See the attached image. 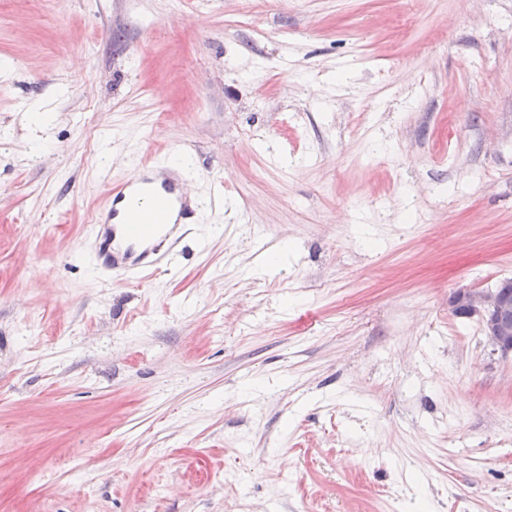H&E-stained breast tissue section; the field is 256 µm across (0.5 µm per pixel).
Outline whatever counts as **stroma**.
<instances>
[{
    "label": "stroma",
    "instance_id": "obj_1",
    "mask_svg": "<svg viewBox=\"0 0 512 512\" xmlns=\"http://www.w3.org/2000/svg\"><path fill=\"white\" fill-rule=\"evenodd\" d=\"M224 186L146 284L107 179ZM512 0H0V512H512ZM496 289L458 288L449 309L455 317L476 318L493 351L508 356L512 354V299L503 295L512 296V279L503 280Z\"/></svg>",
    "mask_w": 512,
    "mask_h": 512
}]
</instances>
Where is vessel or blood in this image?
Listing matches in <instances>:
<instances>
[{
  "label": "vessel or blood",
  "instance_id": "1",
  "mask_svg": "<svg viewBox=\"0 0 512 512\" xmlns=\"http://www.w3.org/2000/svg\"><path fill=\"white\" fill-rule=\"evenodd\" d=\"M203 206L179 170L138 169L112 184L87 230L89 254L102 274L143 281L173 264L185 227L197 222Z\"/></svg>",
  "mask_w": 512,
  "mask_h": 512
}]
</instances>
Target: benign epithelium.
<instances>
[{"mask_svg":"<svg viewBox=\"0 0 512 512\" xmlns=\"http://www.w3.org/2000/svg\"><path fill=\"white\" fill-rule=\"evenodd\" d=\"M449 309L455 317L475 318L493 351L512 354V299L495 289L459 288L451 295Z\"/></svg>","mask_w":512,"mask_h":512,"instance_id":"7a95c632","label":"benign epithelium"}]
</instances>
